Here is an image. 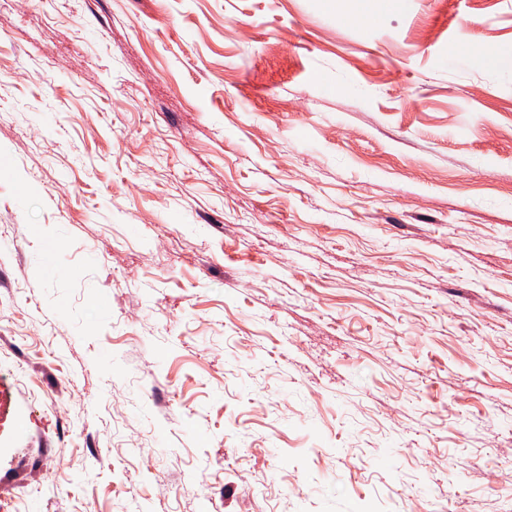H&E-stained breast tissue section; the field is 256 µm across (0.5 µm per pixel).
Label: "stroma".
I'll use <instances>...</instances> for the list:
<instances>
[{"instance_id":"35a3bbf8","label":"stroma","mask_w":512,"mask_h":512,"mask_svg":"<svg viewBox=\"0 0 512 512\" xmlns=\"http://www.w3.org/2000/svg\"><path fill=\"white\" fill-rule=\"evenodd\" d=\"M0 33V512H512V0ZM471 61L479 67L511 70L512 57L503 56L490 47H478L470 53Z\"/></svg>"}]
</instances>
